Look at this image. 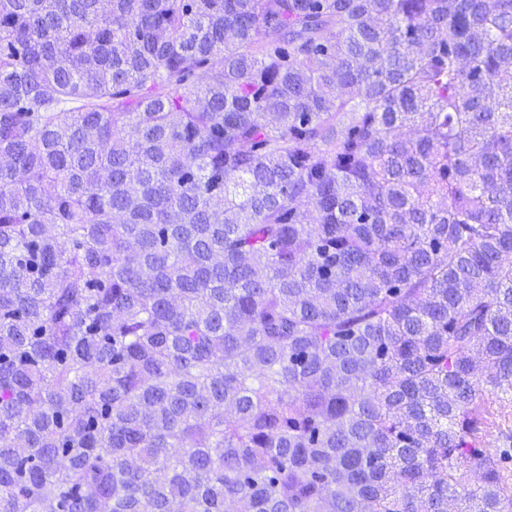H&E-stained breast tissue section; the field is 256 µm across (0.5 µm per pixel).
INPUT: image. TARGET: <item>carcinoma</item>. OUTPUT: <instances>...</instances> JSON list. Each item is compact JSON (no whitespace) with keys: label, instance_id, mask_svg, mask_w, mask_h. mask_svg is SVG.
Returning <instances> with one entry per match:
<instances>
[{"label":"carcinoma","instance_id":"obj_1","mask_svg":"<svg viewBox=\"0 0 512 512\" xmlns=\"http://www.w3.org/2000/svg\"><path fill=\"white\" fill-rule=\"evenodd\" d=\"M487 392L512 0H0V512H512Z\"/></svg>","mask_w":512,"mask_h":512}]
</instances>
